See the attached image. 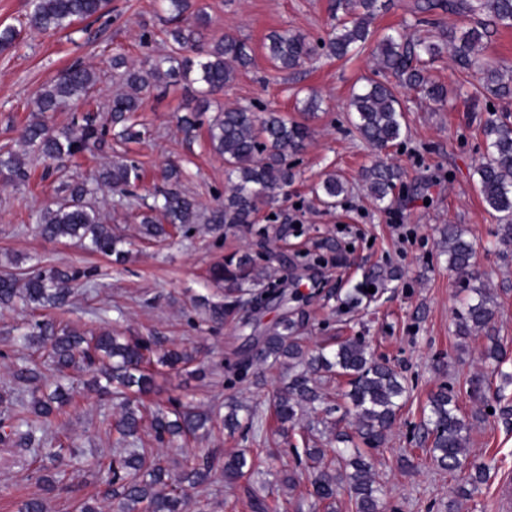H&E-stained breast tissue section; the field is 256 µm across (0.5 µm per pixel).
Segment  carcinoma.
<instances>
[{
  "instance_id": "carcinoma-1",
  "label": "carcinoma",
  "mask_w": 512,
  "mask_h": 512,
  "mask_svg": "<svg viewBox=\"0 0 512 512\" xmlns=\"http://www.w3.org/2000/svg\"><path fill=\"white\" fill-rule=\"evenodd\" d=\"M161 2L170 25L166 34L177 45V51L147 56L137 63L129 62L122 53L112 56V69L119 71L124 85L112 96V126L96 124L95 116L89 113L74 117L71 126L59 132L48 125L47 114L88 98L100 82L94 69L75 61L38 95V114L20 135L26 149L52 163H63L93 153L109 135L123 142L141 139L143 132L129 123L130 114L139 111L144 93L150 90L152 81L159 79L199 86L197 105L177 116L179 131L188 139L194 137L202 124V114L209 109L210 97L224 94L235 71L251 63L252 49L232 33L206 40L203 29L209 24L208 16L201 10L190 11V0ZM108 4L109 0H29L27 25L36 31L66 30L78 21L103 15ZM384 7V0H335L334 10H343L348 19L336 23L322 41L324 53L346 58L364 51L374 40L373 55L379 70L391 73L400 86L422 98L443 102L448 89L432 79L428 64L448 49L458 66L479 75L494 96H512V78L503 80L501 71L483 55L489 27H512V0H417L415 11L420 14L441 9L462 17L475 16L477 21L459 32L423 18L419 23L437 29V33L415 40L398 29L375 37L370 25ZM266 40L268 58L280 71H295L315 51L301 33L275 31ZM321 104L316 95L306 98L300 108L303 122L291 121L275 110L256 112L243 105L225 107L209 120L207 144L224 160L230 190L224 195V203L210 211L206 223L251 224L259 206L293 182L295 172L288 165V153L299 150L310 136L307 120L318 116ZM348 110L353 129L373 149L383 150L405 137L404 110L388 82L370 81L354 90ZM480 131L487 153L477 168L479 192L498 221L500 241L512 244V122L492 117ZM0 175L21 185L30 179L24 159L7 148L0 149ZM363 178L374 201L383 205L402 181V173L392 164L377 161L364 169ZM181 179L178 166L166 168L167 188L153 194L152 203L145 205L143 237L166 240L185 235L201 220L196 200L179 189ZM140 180V168L123 157L101 167L94 176L96 188L120 195L130 193V187ZM60 190L65 193L64 202L41 210L40 234L50 241L77 240L107 257L121 256L123 251L118 249L112 226L87 201L92 192L88 184H64ZM347 191V182L332 171L320 182L316 194L326 206L334 207ZM464 235L456 224L442 230L448 268L459 273L466 272L474 258L473 245ZM79 278L78 272L38 264L19 272L0 271V308L20 303L33 310H63L70 304ZM211 279L224 285V302L208 307L213 322L242 317L243 306L260 301L274 284L249 253L225 258L212 269ZM393 279L394 273L373 269L365 276L364 287L353 288L343 304L356 309L362 305L367 288H377ZM469 292V300L457 312V334L467 338L483 333V358L499 368L508 361V353L495 333V295L489 288H471ZM308 323V313L300 307L285 312L264 330L257 352L229 365V372L242 378L255 363L288 369V382L272 397L273 419L284 435L298 430L294 448H302L313 465L307 476L310 512H335L341 483L346 485L355 512H380L382 487L376 480L370 451L387 444L406 388L398 371L375 358L361 336L308 349L302 342ZM25 340L47 353L58 374L93 372L92 390L99 396L110 393L118 400V417L105 429L112 435V457L96 461L97 472L106 485L104 499L116 504L117 512H205L207 504L194 499L192 491L207 485L216 472H222L224 482L229 484L250 480L254 470L243 451L227 455L219 467L213 449L197 448L173 462L178 467L173 473V463L143 440L142 432L146 430L161 445L189 437L201 442L210 435L213 410L178 398L169 400L167 406L146 402L157 369L184 367L194 361L193 353L170 348L154 336H125L110 330L88 336L52 318L35 322L25 333ZM326 374L347 378L349 389L336 401L323 392ZM14 377V386L3 390L0 402L11 412L12 427H26L28 466L49 494L65 482L75 456V451L64 447L56 434L65 425V407L75 405V399L62 385L48 390L47 379L33 367H19ZM341 409L352 417L351 433L336 430L328 421V416ZM423 414L419 444L439 470L461 475L454 493L462 498L471 496L486 481L487 468L469 460L471 423L461 415L457 396L446 387L440 388L429 397ZM255 418L254 412L236 401L225 404L224 427L232 434L251 429ZM326 430L331 435L330 447L321 448L315 434Z\"/></svg>"
}]
</instances>
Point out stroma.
<instances>
[{"mask_svg":"<svg viewBox=\"0 0 512 512\" xmlns=\"http://www.w3.org/2000/svg\"><path fill=\"white\" fill-rule=\"evenodd\" d=\"M333 0H194L210 23L206 38L231 32L247 42L254 62L238 69L225 88L224 104L272 109L288 119H300L296 102L310 92L322 99V112L311 121L312 134L303 147L289 154L297 177L261 205L254 223L213 228L200 223L191 234L174 241L148 244L139 239L141 199L160 186L168 161L180 162L182 190L196 199L202 213H209L224 199L227 188L224 161L206 145L205 130L186 141L175 117L194 106L196 87L163 83L143 97L136 118L147 134L140 142L123 146L107 143L95 155L66 162L61 171L42 179L44 164L27 154L31 178L15 186L0 181V265L27 268L41 263L63 270L88 272L83 288L73 296L67 320L86 331L112 328L128 336H157L165 344L194 349L200 361L182 371L163 370L156 375L150 401L172 398L208 408L236 396L253 406L264 421L265 432L275 425L269 418L267 395L283 379L278 370L265 373V384L254 376L229 381L225 363L238 360L251 340L238 321L216 323L206 319L195 299L203 295L222 301L218 287L208 279L210 267L224 256L243 251L260 252L262 241L287 255L315 252L324 239L334 240L336 250L325 267L285 269L271 263V274L284 281L287 292H299L310 316L305 343L315 346L349 336L369 340L376 354L402 371L410 389L386 447L376 450V478L383 493V512H497L496 495L512 480V428L487 411L485 399L472 396L470 380L486 374L487 397L494 396L499 380L491 365L480 359L483 341L456 334L455 312L467 297L465 287L477 278L497 296L495 327L502 344L512 353V246L499 244L497 222L487 213L474 170L486 155L479 132L491 112L512 113V99H498L479 89L475 77L461 72L450 55L433 66L435 78L448 88L445 103L436 104L402 92L408 134L391 158L404 172L391 203L377 205L361 174L377 158L353 133L347 112L352 88L377 78L371 51L349 60L314 54L296 73L275 69L263 44L274 30L300 32L312 43L326 39L334 23ZM28 0H0V28L10 25L21 32L13 49L0 52V147L21 150L22 129L35 116L34 100L72 62L80 60L99 73L101 80L91 101L78 100L55 112V128L67 126L73 114L97 104L101 119L120 90L112 74V56L124 53L137 61L168 52L165 25L159 19L157 0H110L106 13L95 22L41 33L27 27ZM126 152L144 169L132 197L118 199L111 192H97L92 201L112 226L113 233L132 242L128 260L83 249L73 241H47L37 233V216L48 204L62 200L61 184L89 178L111 156ZM341 173L349 193L336 208H325L316 198V185L330 171ZM299 227H291V220ZM289 223L285 237L275 235L279 224ZM461 225L476 250L473 274L449 270L442 255L441 229ZM385 266L400 273L398 280L381 290L376 302L358 312H344L340 300L360 284L370 267ZM39 313L23 306L0 308V390L13 384L14 373L27 351L19 341ZM82 373L69 380L78 403L70 410L60 439L80 452L67 488L50 494L48 512H75L78 499L102 496L93 463L112 454V439L100 428L118 410L110 400L84 389ZM459 397L464 414L474 416L468 445L471 459L486 463L490 478L471 498L454 500V481L428 462L415 460L401 468L399 449L415 447L427 397L440 386ZM26 458L14 445L0 444V512H18L23 501L36 494Z\"/></svg>","mask_w":512,"mask_h":512,"instance_id":"obj_1","label":"stroma"}]
</instances>
